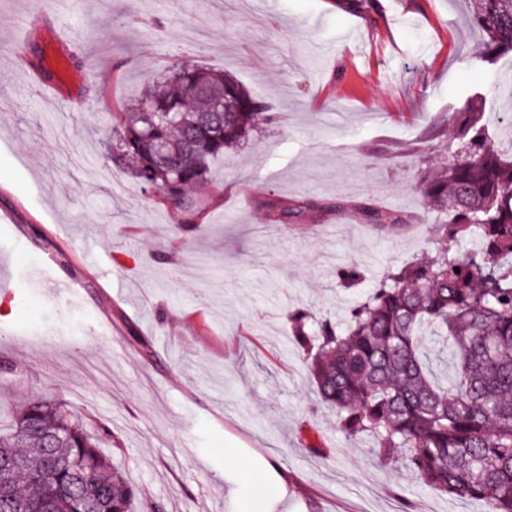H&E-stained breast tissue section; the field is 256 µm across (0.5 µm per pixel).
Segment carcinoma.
Returning <instances> with one entry per match:
<instances>
[{"label":"carcinoma","mask_w":512,"mask_h":512,"mask_svg":"<svg viewBox=\"0 0 512 512\" xmlns=\"http://www.w3.org/2000/svg\"><path fill=\"white\" fill-rule=\"evenodd\" d=\"M482 36L479 59L512 53V0H470ZM229 111L210 115L219 101ZM112 159L158 196L180 224H194L197 191L214 184L212 163L274 113L222 71L185 59L148 85L127 112L113 114ZM456 136L433 174L411 184L425 212L452 209L434 224L443 238L475 233L481 248L448 251L388 269L367 295L334 321L305 309L288 313L293 341L323 403L347 436L369 435L384 461L404 458L423 483L454 498L512 512V137L491 141L477 98L455 116ZM261 207L274 223L315 219L309 199L270 192ZM380 230L419 224V212L367 200L330 206ZM363 282L352 264L343 291ZM448 348L451 370L436 376L424 336ZM108 429L87 430L63 403L31 396L0 431V461L15 460L0 481V512H134L136 492L101 448Z\"/></svg>","instance_id":"1"}]
</instances>
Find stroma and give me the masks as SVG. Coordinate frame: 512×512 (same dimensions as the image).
Listing matches in <instances>:
<instances>
[{
  "label": "stroma",
  "instance_id": "obj_1",
  "mask_svg": "<svg viewBox=\"0 0 512 512\" xmlns=\"http://www.w3.org/2000/svg\"><path fill=\"white\" fill-rule=\"evenodd\" d=\"M28 10L0 0V410L40 394L107 424L137 512H489L339 431L288 328L296 308L344 314L340 267L361 264L370 287L477 241L426 224L382 232L347 211L275 224L259 207L271 190L331 202L359 185L420 210L410 185L469 96L512 121V55L478 63L468 0H379L366 14L336 0H58L19 59ZM187 57L235 76L277 119L214 162L183 229L107 144L112 113ZM36 69L56 96L31 90ZM162 252L179 266L164 284ZM49 257L81 294L41 273Z\"/></svg>",
  "mask_w": 512,
  "mask_h": 512
}]
</instances>
